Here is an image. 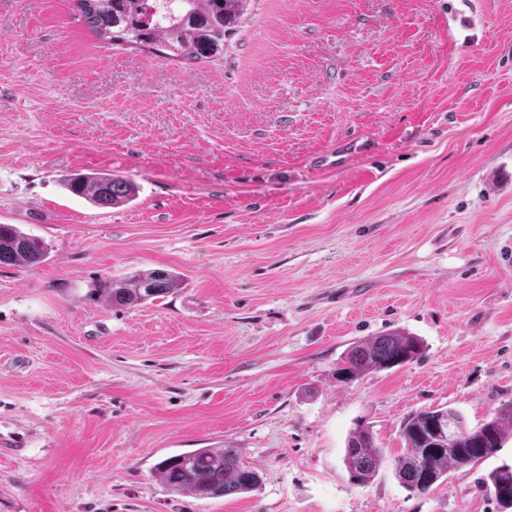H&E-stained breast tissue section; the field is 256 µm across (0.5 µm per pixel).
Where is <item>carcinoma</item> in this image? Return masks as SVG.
<instances>
[{
	"instance_id": "1",
	"label": "carcinoma",
	"mask_w": 512,
	"mask_h": 512,
	"mask_svg": "<svg viewBox=\"0 0 512 512\" xmlns=\"http://www.w3.org/2000/svg\"><path fill=\"white\" fill-rule=\"evenodd\" d=\"M249 0H71L85 28L100 41L132 44L141 52H163L179 63H194L224 50L227 36L247 21ZM65 186L74 196L99 207L127 204L136 198L129 180L111 174H74ZM48 244L15 224H0V265L30 267L47 257ZM172 270L153 268L123 280L106 277L96 282L92 295L114 307L128 309L152 304L179 287ZM422 341L402 331H391L353 343L335 379L351 383L367 372L391 369L417 360ZM512 422V407L469 428L454 409L421 410L404 421L405 449L395 459L399 483L411 492L427 493L448 476L451 467L476 465L494 457L502 447ZM373 434L365 426L349 434L344 464L350 478L370 484L381 462ZM156 472L173 493H190L211 499L245 494L260 482L259 472L245 465L236 448H197L161 460ZM485 484L501 512H512V466L492 469Z\"/></svg>"
}]
</instances>
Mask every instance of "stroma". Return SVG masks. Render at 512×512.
I'll list each match as a JSON object with an SVG mask.
<instances>
[{"mask_svg":"<svg viewBox=\"0 0 512 512\" xmlns=\"http://www.w3.org/2000/svg\"><path fill=\"white\" fill-rule=\"evenodd\" d=\"M221 56L101 43L70 0H0V224L45 239L0 266V512H498L497 455L428 493L395 477L429 407L512 406V0H250ZM131 203L71 195L74 173ZM180 274L138 309L102 277ZM423 354L349 384L354 342ZM383 459L356 485V425ZM236 448L247 494L154 467ZM65 186L72 195L99 207L127 204L136 198L132 182L111 174H74Z\"/></svg>","mask_w":512,"mask_h":512,"instance_id":"obj_1","label":"stroma"}]
</instances>
